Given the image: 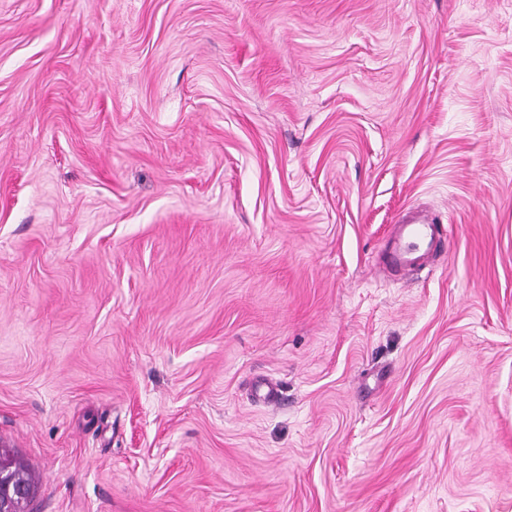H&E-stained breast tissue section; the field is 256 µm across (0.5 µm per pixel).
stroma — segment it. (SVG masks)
<instances>
[{"mask_svg":"<svg viewBox=\"0 0 512 512\" xmlns=\"http://www.w3.org/2000/svg\"><path fill=\"white\" fill-rule=\"evenodd\" d=\"M0 453L28 512H512V0H0ZM394 232L386 249V258L395 268L410 272L419 266L420 252L427 246L444 241L435 218L412 214L411 220L393 224ZM0 461H4L9 465L11 474H12L13 478L15 479V483L18 485H23L31 493V489L34 485V482H33L32 475H31L30 471L28 470V468L20 461H15V460L9 459V458L2 459V454H0ZM24 487L15 486L14 491H13L14 495L15 496L23 495Z\"/></svg>","mask_w":512,"mask_h":512,"instance_id":"obj_1","label":"stroma"}]
</instances>
